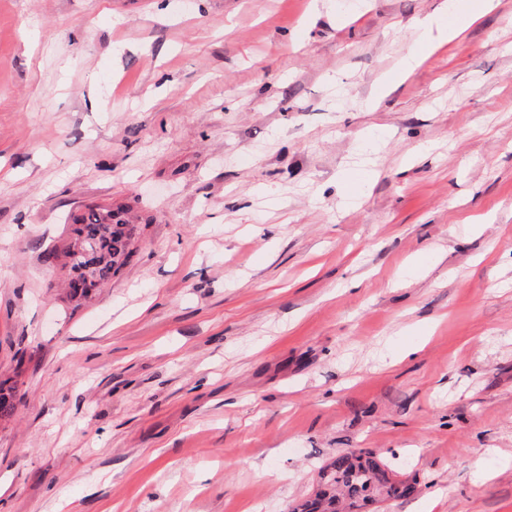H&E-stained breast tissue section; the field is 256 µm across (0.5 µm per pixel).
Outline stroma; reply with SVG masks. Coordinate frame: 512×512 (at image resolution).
<instances>
[{
    "mask_svg": "<svg viewBox=\"0 0 512 512\" xmlns=\"http://www.w3.org/2000/svg\"><path fill=\"white\" fill-rule=\"evenodd\" d=\"M442 2L0 0V512H291L347 448L512 512V0L381 83ZM70 233L61 249L51 253L53 259H61L62 265L69 255V241L83 240L91 259L79 256L76 267L92 264L86 274L92 279H111L125 268L134 256L133 241L141 228L131 224L128 209L110 205L85 206L71 218ZM113 271V272H112Z\"/></svg>",
    "mask_w": 512,
    "mask_h": 512,
    "instance_id": "1",
    "label": "stroma"
}]
</instances>
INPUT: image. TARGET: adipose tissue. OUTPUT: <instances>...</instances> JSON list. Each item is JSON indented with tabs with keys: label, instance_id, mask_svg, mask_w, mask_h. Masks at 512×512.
<instances>
[{
	"label": "adipose tissue",
	"instance_id": "adipose-tissue-1",
	"mask_svg": "<svg viewBox=\"0 0 512 512\" xmlns=\"http://www.w3.org/2000/svg\"><path fill=\"white\" fill-rule=\"evenodd\" d=\"M491 0H475L474 7L440 6L433 13L419 18L414 23V35L408 53L401 61L398 71L385 75V82H392L409 75L420 61L432 51L435 40L459 35L469 23L489 11Z\"/></svg>",
	"mask_w": 512,
	"mask_h": 512
}]
</instances>
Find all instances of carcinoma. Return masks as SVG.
Masks as SVG:
<instances>
[{"mask_svg":"<svg viewBox=\"0 0 512 512\" xmlns=\"http://www.w3.org/2000/svg\"><path fill=\"white\" fill-rule=\"evenodd\" d=\"M141 228L131 223L128 209L110 205H87L72 216L67 240H82L90 251V258H78L76 267L88 266L92 279H110L118 275L134 256L133 241ZM11 389L0 383V420L13 417ZM322 488L315 498L306 501L293 512H344L346 506H355L358 500L381 501L404 498L413 492V486L389 477L385 464L374 452L364 448H350L336 453L320 471Z\"/></svg>","mask_w":512,"mask_h":512,"instance_id":"carcinoma-1","label":"carcinoma"}]
</instances>
